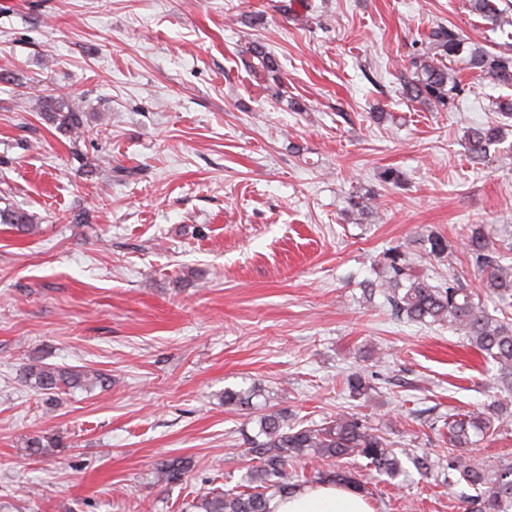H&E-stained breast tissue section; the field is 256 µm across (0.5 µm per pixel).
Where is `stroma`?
<instances>
[{
    "label": "stroma",
    "instance_id": "obj_1",
    "mask_svg": "<svg viewBox=\"0 0 512 512\" xmlns=\"http://www.w3.org/2000/svg\"><path fill=\"white\" fill-rule=\"evenodd\" d=\"M0 0V190L37 229L0 224V512H196L240 482L261 414L321 425L349 412L381 428L396 478L342 464L373 512H467L474 490L448 479L445 417L499 395L488 359L448 327L396 317L379 259L435 231L454 250L410 263L429 283L480 289L458 248L485 225L512 244V150L466 158L467 127L512 89L462 71L455 112L409 100L400 82L432 27L498 52L468 0ZM274 53L275 99L243 66ZM78 106L92 135L58 132L34 108L44 89ZM300 110H293L289 99ZM388 168L400 186L381 183ZM378 194L354 223L347 197ZM89 367L111 383L54 400L23 380L33 360ZM364 372L369 397L345 380ZM261 384L259 408L225 407V389ZM63 448L24 458L29 439ZM469 455L512 463V415ZM436 465L417 472L413 456ZM182 458L181 483L156 481Z\"/></svg>",
    "mask_w": 512,
    "mask_h": 512
}]
</instances>
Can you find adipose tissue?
Listing matches in <instances>:
<instances>
[{
    "label": "adipose tissue",
    "instance_id": "adipose-tissue-1",
    "mask_svg": "<svg viewBox=\"0 0 512 512\" xmlns=\"http://www.w3.org/2000/svg\"><path fill=\"white\" fill-rule=\"evenodd\" d=\"M273 512H372L362 495L330 484H317L272 501Z\"/></svg>",
    "mask_w": 512,
    "mask_h": 512
}]
</instances>
